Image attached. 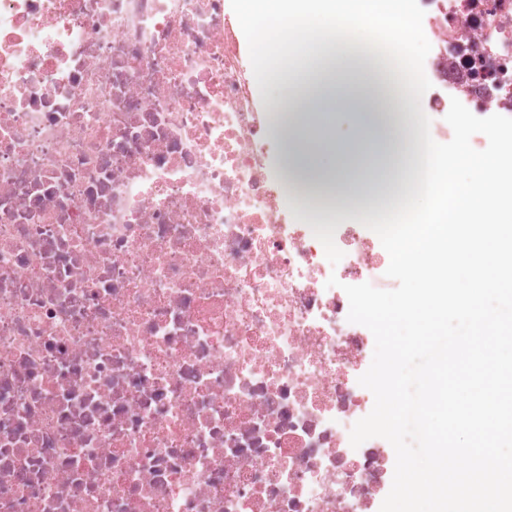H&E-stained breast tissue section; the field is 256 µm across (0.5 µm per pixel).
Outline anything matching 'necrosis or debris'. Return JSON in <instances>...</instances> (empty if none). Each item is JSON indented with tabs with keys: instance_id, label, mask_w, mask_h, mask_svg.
I'll list each match as a JSON object with an SVG mask.
<instances>
[{
	"instance_id": "obj_1",
	"label": "necrosis or debris",
	"mask_w": 512,
	"mask_h": 512,
	"mask_svg": "<svg viewBox=\"0 0 512 512\" xmlns=\"http://www.w3.org/2000/svg\"><path fill=\"white\" fill-rule=\"evenodd\" d=\"M512 118V0H418ZM225 0H0V512H371L360 224L292 216ZM338 286H328L329 277Z\"/></svg>"
}]
</instances>
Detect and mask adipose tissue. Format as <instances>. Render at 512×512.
<instances>
[{
  "mask_svg": "<svg viewBox=\"0 0 512 512\" xmlns=\"http://www.w3.org/2000/svg\"><path fill=\"white\" fill-rule=\"evenodd\" d=\"M241 9L258 58L271 59L282 54L283 35L290 27L314 37L320 46L317 63L304 68L293 95L278 104L279 111L295 116L294 123L284 131L290 167L299 170L314 167L318 149L325 148L333 151L334 160L319 170L318 181L339 188L375 186L380 176L374 166L365 163L367 151L373 149L390 156L393 142L399 139L396 116L385 109L383 88L392 77L384 69L374 46L343 40L342 34L361 25L387 33L393 26V18L362 7L349 18L302 15L292 21L288 18L286 0H243ZM325 111L347 116L359 130V137L315 136L314 115Z\"/></svg>",
  "mask_w": 512,
  "mask_h": 512,
  "instance_id": "1",
  "label": "adipose tissue"
}]
</instances>
